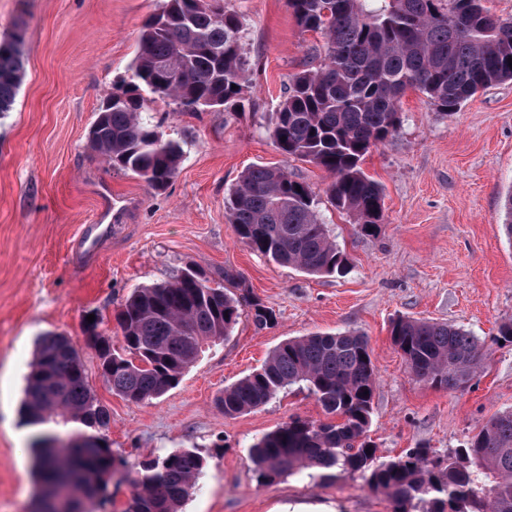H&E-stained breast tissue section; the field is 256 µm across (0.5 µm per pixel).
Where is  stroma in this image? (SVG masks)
I'll return each mask as SVG.
<instances>
[{"label":"stroma","mask_w":512,"mask_h":512,"mask_svg":"<svg viewBox=\"0 0 512 512\" xmlns=\"http://www.w3.org/2000/svg\"><path fill=\"white\" fill-rule=\"evenodd\" d=\"M162 0H0V35L22 30L25 77L0 113V512H29L35 490L31 440L20 408L38 340L73 339L88 384L107 410L99 431L128 468L179 449L206 461L182 512H392L391 501L338 469H306L259 481L251 445L290 418L324 420L317 400L291 387L270 403L227 417L215 400L258 369L281 342L317 332L365 336L375 369L369 435L380 456L459 447L497 412L512 409V239L504 201L512 191V81L480 91L453 116L419 92L401 99L402 124L369 152L365 173L383 189L384 222L361 235L326 196L328 174L281 154L269 129L320 35L302 32L286 0H224L245 29L251 61L244 110L182 112L147 98V117L181 143L179 172L162 191L109 167L88 135L103 100L130 74L141 28ZM282 166L305 182L349 271L309 276L251 252L228 221L231 189L252 165ZM116 226L94 256L71 243L102 208ZM200 267L213 288L225 270L273 310L259 329L242 313L180 383L134 403L112 393L85 341L87 315L123 346L116 313L134 289ZM471 331L483 358L466 386L414 378L390 337L398 317Z\"/></svg>","instance_id":"1"}]
</instances>
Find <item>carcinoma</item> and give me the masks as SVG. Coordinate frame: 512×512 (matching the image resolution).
<instances>
[{
	"label": "carcinoma",
	"instance_id": "1",
	"mask_svg": "<svg viewBox=\"0 0 512 512\" xmlns=\"http://www.w3.org/2000/svg\"><path fill=\"white\" fill-rule=\"evenodd\" d=\"M304 31L323 35L319 58L290 75L271 138L284 155L330 174V202L354 218L360 233L383 223V191L362 169L370 150L401 124L399 100L421 92L452 116L479 90L512 80V17L491 15L483 0H287ZM239 15L224 0H163L144 23L129 80L107 98L89 143L110 166L162 190L176 177L182 145L165 138L143 113L149 93L181 111L243 106L251 63L243 50ZM23 32L0 41V112L14 104L24 76ZM228 218L253 252L309 275L346 269L310 187L288 171L252 165L230 196ZM259 328L275 320L259 301L207 285L196 266L174 278L136 289L116 321L123 348L86 328L112 392L135 403L179 384L205 348L229 336L243 304ZM391 337L409 372L420 381L459 388L481 361L471 333L447 322L399 317ZM374 367L366 337L315 333L275 347L263 365L224 388L217 406L231 417L303 386L327 422L291 418L252 445L261 478L301 469L336 467L385 494L393 512H512V410L493 416L465 444L445 455L426 447L383 460L368 436ZM27 423L89 428L107 425L108 413L92 395L71 338L49 334L38 343L27 379ZM54 432L33 440L37 472L33 512H52L57 485L67 483L73 512H99L108 481L125 461L93 435L56 447ZM206 463L185 449L146 461L127 473L132 495L125 512H180Z\"/></svg>",
	"mask_w": 512,
	"mask_h": 512
}]
</instances>
